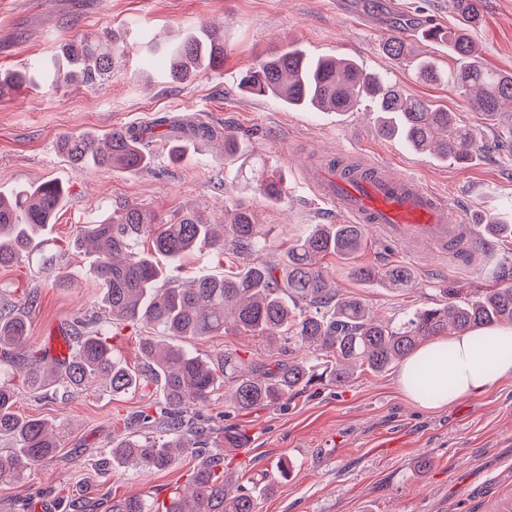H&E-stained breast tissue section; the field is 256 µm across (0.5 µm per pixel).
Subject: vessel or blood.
Listing matches in <instances>:
<instances>
[{
  "label": "vessel or blood",
  "instance_id": "obj_1",
  "mask_svg": "<svg viewBox=\"0 0 512 512\" xmlns=\"http://www.w3.org/2000/svg\"><path fill=\"white\" fill-rule=\"evenodd\" d=\"M306 182L319 197L355 223L374 226L393 240H424L447 250L464 214L420 182L389 168L325 163L308 169Z\"/></svg>",
  "mask_w": 512,
  "mask_h": 512
}]
</instances>
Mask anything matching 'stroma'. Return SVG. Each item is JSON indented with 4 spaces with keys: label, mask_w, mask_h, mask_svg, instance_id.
Listing matches in <instances>:
<instances>
[{
    "label": "stroma",
    "mask_w": 512,
    "mask_h": 512,
    "mask_svg": "<svg viewBox=\"0 0 512 512\" xmlns=\"http://www.w3.org/2000/svg\"><path fill=\"white\" fill-rule=\"evenodd\" d=\"M482 12L483 23L473 33L479 55L486 67L512 73V0H482ZM423 22L454 27L452 0H0V73L50 60L62 44L89 33L109 31L128 46L108 80L55 88L41 80L0 100V192L46 180L67 189L43 236L63 249L68 284L38 276L25 264L0 268V287L13 288L16 305H23L27 292L37 293L28 316L31 345L45 349L54 332L100 304V291L87 272L89 258L75 246L84 226L127 205L168 220L189 210L223 219L227 192L239 189L245 178L237 166L194 152L176 164L164 141L156 139L147 170L78 171L57 148L61 134H104L162 113L203 121L219 133L233 131L244 156L283 170L287 196L281 205L266 206L248 192L238 196L272 229L260 260L285 259L308 225L344 223L335 206L309 191L300 176L301 169L333 157L411 176L479 219L465 240L472 254L467 262L421 243L389 242L379 230L367 229L351 260L330 255L322 261L341 294L362 299L377 316L396 322L435 303L442 289L478 295L501 287V267L512 262V239L483 245L482 222L512 223V152L493 147L508 120L487 126L455 84L424 82L412 64L384 53L388 37ZM204 25L224 30L222 67L183 85L170 83L160 67L146 68L151 40ZM288 43L312 55L354 59L406 94L447 109L459 124L480 129L481 149L467 164L416 153L404 141L378 134L368 100L338 114L292 110L277 98L242 93L241 74ZM395 265L413 270L416 287L395 290L352 274L357 267ZM187 346L205 359L227 349L258 362L280 353L262 338L235 331ZM399 374L395 364L354 376L343 387L314 385L283 406L240 412L225 409L223 394H216L206 414L250 438L248 454H228L226 466L247 464L249 476L265 483L257 512H496L512 496V378L481 395L425 410L402 394ZM147 398L141 390L113 394L101 381L83 395L20 392L17 414L65 428L56 458L35 466L24 484H0V512H23L25 500L65 512L71 501L169 498L188 481L194 457L151 473L97 465L112 441L127 434L130 416ZM284 456L293 464L287 478L273 470Z\"/></svg>",
    "instance_id": "35a3bbf8"
}]
</instances>
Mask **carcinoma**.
Listing matches in <instances>:
<instances>
[{
	"label": "carcinoma",
	"instance_id": "cac0c4a2",
	"mask_svg": "<svg viewBox=\"0 0 512 512\" xmlns=\"http://www.w3.org/2000/svg\"><path fill=\"white\" fill-rule=\"evenodd\" d=\"M453 3L457 24L439 29L432 40L448 44L453 56L464 62L453 82L470 92L476 111L493 120L504 106H512V75L492 71L479 61L472 31L482 23L481 0ZM383 49L397 61L412 57L398 36L389 37ZM150 52L163 64L171 82L186 84L224 63V33L204 27L171 44L154 42ZM124 56L125 45L119 41L84 36L63 44L50 65L40 67V73L64 84L104 81L114 75L116 62ZM416 68L426 82L437 83L442 78L430 61L420 60ZM32 82L34 78L26 71L0 74V98ZM239 89L319 112H349L369 98L379 113L381 136L399 138L417 151L456 163H468L477 144L476 131L456 123L447 110L404 94L392 82L364 72L351 59L310 56L290 43L243 74ZM170 128L191 133L197 151L215 135L204 123L172 124ZM159 136L167 144L169 159L177 163L188 154L185 144L170 143L167 132ZM146 142L130 130L114 129L101 136L64 134L58 148L78 170L92 166L137 171L152 163ZM248 189L266 205H277L282 201L283 177L258 167ZM65 197L64 188L54 180L21 187L10 197L0 195V268L33 258L37 271L65 281L59 255L34 245ZM147 238L154 251L172 264L202 247L245 263L223 277L199 276L161 285L157 261L140 251V243ZM364 238L363 224H312L288 247L286 260L274 264L254 258L266 247L267 233L257 223L252 207L241 202L224 206L222 236L196 210L167 222L151 211L128 205L85 226L76 240L77 247L89 244L93 249L89 271L102 297L101 312L72 325L69 357L53 363L24 349L29 338L28 316L0 292V362L37 393L62 389L81 394L97 379L108 383L114 394L150 384L160 387L161 399L138 412L139 429L112 441L107 458L118 467L132 465L151 472L169 469L181 456L191 455L197 463L190 482L160 509L140 495H130L112 499L107 512H256L253 488L237 482L224 469V453L246 451L249 436L232 426L216 429L200 412L216 392L230 388L232 408L237 411L283 405L292 393L325 374L342 386L357 369L383 372L434 336L512 324L511 285L452 302L445 288L443 300L397 323L374 318L360 299L337 296L328 287L320 264L328 255L351 258L362 248ZM355 275L383 279L398 289L414 286V274L406 267L360 268ZM117 324L154 331L138 336L141 365L137 368L123 364L113 352L106 332ZM229 330L305 347L330 361L324 362L320 374L311 357L256 364L226 351L214 363L183 345L188 339ZM16 399L15 385L0 379V438L13 444L0 451V482L19 484L34 465L59 452V433L42 419L18 415Z\"/></svg>",
	"mask_w": 512,
	"mask_h": 512
}]
</instances>
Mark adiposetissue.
I'll use <instances>...</instances> for the list:
<instances>
[{"mask_svg":"<svg viewBox=\"0 0 512 512\" xmlns=\"http://www.w3.org/2000/svg\"><path fill=\"white\" fill-rule=\"evenodd\" d=\"M424 360L429 363L431 378L442 385L439 396L434 398L418 392L411 382L413 368ZM509 377H512V325H503L427 342L405 360L399 382L414 404L436 409L484 392L495 382Z\"/></svg>","mask_w":512,"mask_h":512,"instance_id":"adipose-tissue-1","label":"adipose tissue"}]
</instances>
